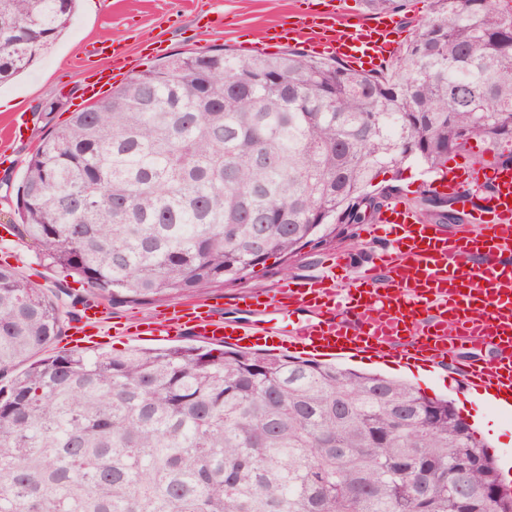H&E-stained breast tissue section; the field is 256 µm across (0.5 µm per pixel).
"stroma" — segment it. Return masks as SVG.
<instances>
[{"label": "stroma", "instance_id": "35a3bbf8", "mask_svg": "<svg viewBox=\"0 0 512 512\" xmlns=\"http://www.w3.org/2000/svg\"><path fill=\"white\" fill-rule=\"evenodd\" d=\"M292 5L293 0H97L96 6L92 7L87 0H77L70 25L53 48L23 74L0 84V126L7 124L12 113L30 112L33 106L43 102L57 104L54 112L36 119L25 141L15 146L17 164L0 162V249L16 253L12 265L18 275L49 294L55 291L61 279L56 269L38 259L33 244L7 237L6 229L19 221L17 188L22 182L25 163L40 139L67 124L73 112L89 105L83 94L84 81L90 72L107 65L106 58L90 56L91 46L108 40L122 41L137 72L163 63L174 54L202 52L215 46L238 54L244 40H260L267 27L280 22ZM206 10L223 13V27L199 29L195 17ZM360 232V227H352L342 244L331 242L313 250H303L297 259L286 265L269 259L236 283L235 288L239 291L269 290L282 280L311 273L318 261L349 250H363ZM156 310L153 303L113 306L104 319V325L109 329L104 350L158 348V341L148 337L118 334L111 330L113 323L146 319ZM335 363L362 373L407 382L428 397L448 399L459 413L467 411L470 395L458 390L449 368L414 372L404 365L360 357H339ZM471 426L496 462L512 463V415L488 406Z\"/></svg>", "mask_w": 512, "mask_h": 512}]
</instances>
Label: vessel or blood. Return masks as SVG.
<instances>
[{"instance_id": "obj_1", "label": "vessel or blood", "mask_w": 512, "mask_h": 512, "mask_svg": "<svg viewBox=\"0 0 512 512\" xmlns=\"http://www.w3.org/2000/svg\"><path fill=\"white\" fill-rule=\"evenodd\" d=\"M324 9L295 10L292 37L358 70L380 68L398 51L397 22L377 14L357 23L345 16L341 0ZM94 55L111 59L86 84L99 97L117 72L130 70L123 43L102 42ZM23 114H13L0 134V158L24 137ZM488 196H481L484 186ZM470 212L463 231L448 234L439 223L401 199L364 225L372 248L368 259L346 253L324 260L318 272L279 283L265 293L237 294L233 303L244 322L224 319L222 300L171 304L143 331L158 340L193 336L210 344L249 348L257 342L318 356L370 353L392 364L434 368L451 365L463 390L512 399V168L473 164L449 169L436 186ZM347 272L337 285L336 269ZM104 320L100 303L90 302L72 328L78 343L98 342ZM492 348L491 359L461 363V348Z\"/></svg>"}]
</instances>
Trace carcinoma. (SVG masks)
<instances>
[{"label": "carcinoma", "mask_w": 512, "mask_h": 512, "mask_svg": "<svg viewBox=\"0 0 512 512\" xmlns=\"http://www.w3.org/2000/svg\"><path fill=\"white\" fill-rule=\"evenodd\" d=\"M75 2L0 0V82ZM486 153L512 165V0H431L378 71L216 47L73 113L29 157L13 230L87 293L0 265V512H488L484 445L406 383L227 346L36 358L91 299L195 298L372 222L397 191L373 188L382 173Z\"/></svg>", "instance_id": "obj_1"}]
</instances>
